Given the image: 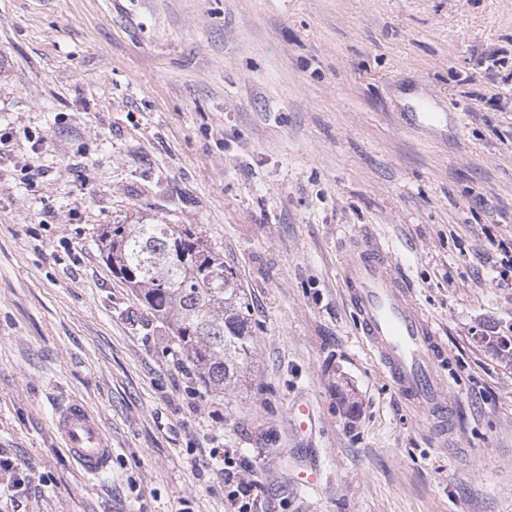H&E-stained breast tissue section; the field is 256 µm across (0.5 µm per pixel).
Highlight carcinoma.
<instances>
[{
	"instance_id": "cac0c4a2",
	"label": "carcinoma",
	"mask_w": 512,
	"mask_h": 512,
	"mask_svg": "<svg viewBox=\"0 0 512 512\" xmlns=\"http://www.w3.org/2000/svg\"><path fill=\"white\" fill-rule=\"evenodd\" d=\"M112 274L168 321L204 386L221 395L253 360V304L235 272L191 224H106Z\"/></svg>"
}]
</instances>
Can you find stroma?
<instances>
[{
  "label": "stroma",
  "mask_w": 512,
  "mask_h": 512,
  "mask_svg": "<svg viewBox=\"0 0 512 512\" xmlns=\"http://www.w3.org/2000/svg\"><path fill=\"white\" fill-rule=\"evenodd\" d=\"M105 224L200 225L253 301L245 386L180 369ZM362 230L446 348L451 449L357 329ZM508 254L512 0H0V512H242L223 452L250 512H512ZM72 398L101 476L54 431ZM54 427L63 447L85 473L100 474L112 460V444L98 418L78 400L61 408Z\"/></svg>",
  "instance_id": "stroma-1"
}]
</instances>
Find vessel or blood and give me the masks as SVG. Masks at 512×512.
Returning a JSON list of instances; mask_svg holds the SVG:
<instances>
[{"instance_id": "obj_1", "label": "vessel or blood", "mask_w": 512, "mask_h": 512, "mask_svg": "<svg viewBox=\"0 0 512 512\" xmlns=\"http://www.w3.org/2000/svg\"><path fill=\"white\" fill-rule=\"evenodd\" d=\"M342 271L360 331L375 350L394 391L427 413L438 433L447 434L454 408L442 382L445 350L431 320L418 309L406 282L375 240H352ZM54 427L84 472L97 475L108 468L112 444L98 418L81 401L61 408Z\"/></svg>"}]
</instances>
